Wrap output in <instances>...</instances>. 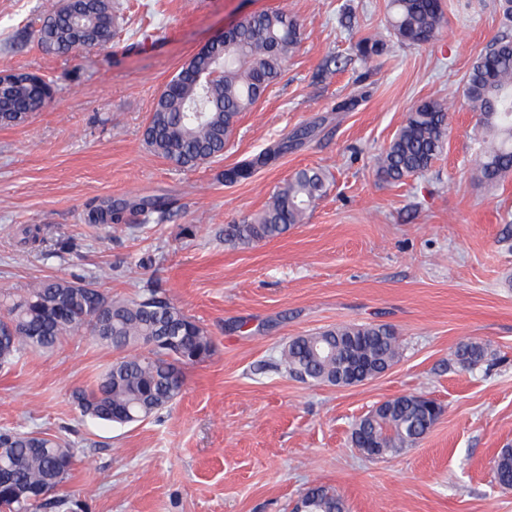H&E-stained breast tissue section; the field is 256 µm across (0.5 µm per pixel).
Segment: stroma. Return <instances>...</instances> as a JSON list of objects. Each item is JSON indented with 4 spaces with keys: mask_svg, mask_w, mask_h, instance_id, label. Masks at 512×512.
Instances as JSON below:
<instances>
[{
    "mask_svg": "<svg viewBox=\"0 0 512 512\" xmlns=\"http://www.w3.org/2000/svg\"><path fill=\"white\" fill-rule=\"evenodd\" d=\"M44 0H0V69L54 84L23 126L0 128V289L64 278L112 295L154 289L213 339L186 367L179 396L126 425L80 420L77 389L117 354L88 337L24 352L0 371V429L63 437L75 466L57 497L75 512H293L312 486L347 512H512L493 462L512 447V175L472 176L479 116L462 94L473 59L504 28L498 0H442L437 38L387 34V0H112V44L47 53ZM281 8L300 43L278 82L242 113L222 157L178 169L143 129L171 76L225 26ZM382 35L370 60L354 47ZM446 101L448 130L430 168L400 183L377 159L421 101ZM310 138L249 178L224 170L296 129ZM320 168L326 194L284 236L229 244L224 227L258 215L295 171ZM154 197L167 221L90 224V206ZM45 229L21 244L24 226ZM346 323H387L399 360L380 377L336 387L278 365L289 338ZM478 341L474 366L454 351ZM403 394L444 413L415 446L381 461L352 444L356 420Z\"/></svg>",
    "mask_w": 512,
    "mask_h": 512,
    "instance_id": "35a3bbf8",
    "label": "stroma"
}]
</instances>
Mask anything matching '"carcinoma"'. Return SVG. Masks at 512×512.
I'll use <instances>...</instances> for the list:
<instances>
[{"mask_svg":"<svg viewBox=\"0 0 512 512\" xmlns=\"http://www.w3.org/2000/svg\"><path fill=\"white\" fill-rule=\"evenodd\" d=\"M388 30L402 44L420 46L437 37L444 21L441 0H389ZM111 0H70L69 6L50 0L41 19L38 43L58 55L112 42ZM299 41L297 21L283 9L244 17L224 40L195 54L189 68L204 71L216 59L222 76L197 82L181 69L156 98L144 131L147 146L169 164L192 168L224 154L238 116L249 111L276 83ZM356 50L363 58L383 52V39H361ZM18 80L0 96V127L42 111L51 99L48 83L31 80L17 70ZM463 96L479 113L482 149L473 169L475 179L498 184L512 174V37L492 42L472 62ZM448 127V108L439 100H425L407 112L403 126L378 159L379 172L393 182L427 169L441 152ZM308 128L295 131L275 148L247 163L224 171V180L250 177L258 167L307 138ZM327 175L320 168H304L275 190L265 209L243 224H230L224 236L248 244L273 239L301 223L312 204L325 192ZM165 216L157 200L107 202L87 214L90 224H124L129 215L148 220ZM16 335L0 341V371L9 370L25 349L49 352L67 337L89 336L117 352L142 348L135 357H119L90 388L74 393L80 416L100 423L141 422L166 408L184 385L183 369L211 356L207 331L176 305L149 290L136 299H117L92 284L63 278L40 280L15 294L0 291V330ZM399 337L387 324H341L288 341L281 360L286 372L302 381L338 385L355 370L381 371L400 355ZM485 355L477 342L458 347L455 356L472 366ZM432 419L429 400L422 394L399 396L385 403V416L376 423L363 417L352 435L365 433L371 447L362 453L392 456L418 442ZM58 436L39 431L0 430V512H40L56 506L52 497L33 501L12 499L13 490L45 487L53 492L68 476L73 453ZM494 478L512 484V448H503L494 461ZM310 512H346L343 499L323 486L308 488Z\"/></svg>","mask_w":512,"mask_h":512,"instance_id":"cac0c4a2","label":"carcinoma"}]
</instances>
